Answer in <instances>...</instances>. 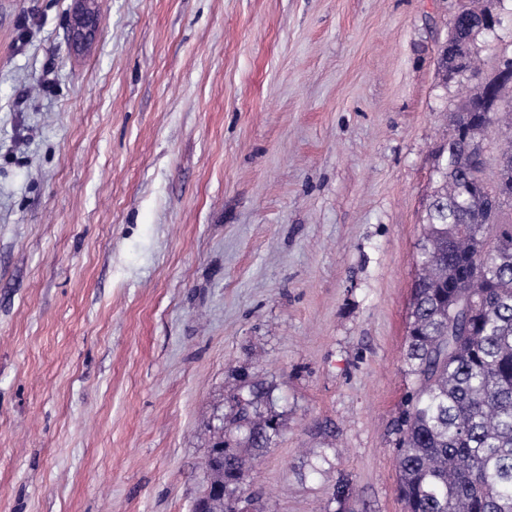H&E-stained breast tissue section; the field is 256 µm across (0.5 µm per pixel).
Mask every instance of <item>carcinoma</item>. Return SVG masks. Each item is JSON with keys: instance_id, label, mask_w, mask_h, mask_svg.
Instances as JSON below:
<instances>
[{"instance_id": "obj_1", "label": "carcinoma", "mask_w": 512, "mask_h": 512, "mask_svg": "<svg viewBox=\"0 0 512 512\" xmlns=\"http://www.w3.org/2000/svg\"><path fill=\"white\" fill-rule=\"evenodd\" d=\"M473 0L458 25H483ZM460 77L473 90L450 111L451 135L476 142L512 131V77L483 74L478 54ZM512 147L478 168L460 146L436 151L417 242L403 370L415 382L397 424L405 512H512ZM274 385L246 375L208 423L201 468L208 512H234L240 480L280 436Z\"/></svg>"}]
</instances>
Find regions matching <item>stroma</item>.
<instances>
[{
  "instance_id": "35a3bbf8",
  "label": "stroma",
  "mask_w": 512,
  "mask_h": 512,
  "mask_svg": "<svg viewBox=\"0 0 512 512\" xmlns=\"http://www.w3.org/2000/svg\"><path fill=\"white\" fill-rule=\"evenodd\" d=\"M459 5L98 0L76 54L74 0H0V512H192L244 371L285 419L255 512H404Z\"/></svg>"
}]
</instances>
